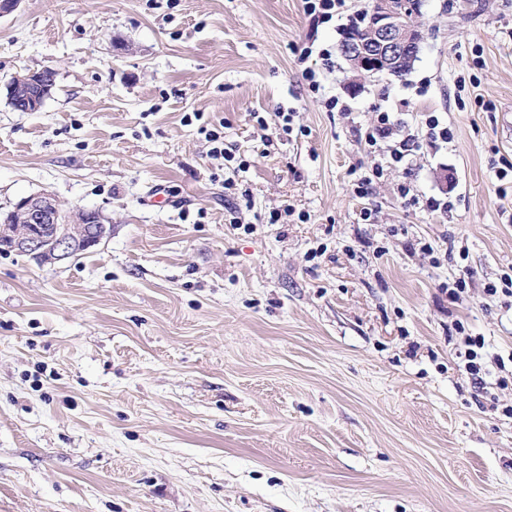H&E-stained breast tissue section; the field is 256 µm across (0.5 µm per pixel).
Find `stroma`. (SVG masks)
<instances>
[{
	"label": "stroma",
	"instance_id": "1",
	"mask_svg": "<svg viewBox=\"0 0 512 512\" xmlns=\"http://www.w3.org/2000/svg\"><path fill=\"white\" fill-rule=\"evenodd\" d=\"M368 2L304 64L301 0H21L0 18V87L56 73L40 111L0 94V213L43 191L112 228L55 264L0 253V512H512V307L483 293L512 274L494 168L512 162V0H425L401 79L339 53ZM381 111L419 137L436 113L454 138L359 198ZM449 249L473 273L458 302ZM458 320L485 339L484 388L458 369Z\"/></svg>",
	"mask_w": 512,
	"mask_h": 512
}]
</instances>
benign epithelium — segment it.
<instances>
[{
    "instance_id": "benign-epithelium-1",
    "label": "benign epithelium",
    "mask_w": 512,
    "mask_h": 512,
    "mask_svg": "<svg viewBox=\"0 0 512 512\" xmlns=\"http://www.w3.org/2000/svg\"><path fill=\"white\" fill-rule=\"evenodd\" d=\"M367 32L349 36L344 46L349 62L360 74L391 73L421 50L423 34L415 23L417 12L404 8L402 0H374ZM41 80V92L25 94L28 82ZM55 72L16 75L7 84L9 94L25 95L26 111H39L53 87ZM9 248L38 263L69 259L97 247L110 235L99 211L64 210L49 193L39 192L19 199L0 221Z\"/></svg>"
}]
</instances>
